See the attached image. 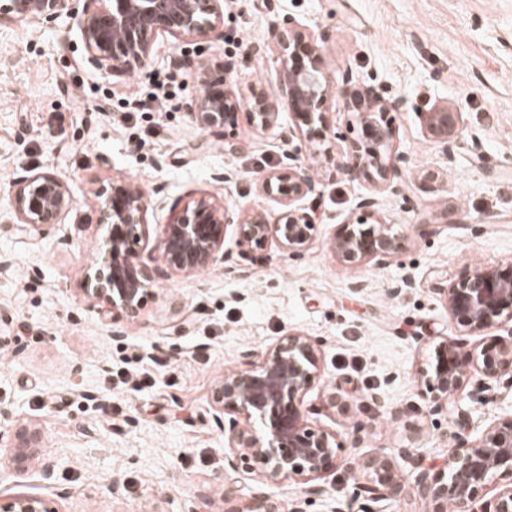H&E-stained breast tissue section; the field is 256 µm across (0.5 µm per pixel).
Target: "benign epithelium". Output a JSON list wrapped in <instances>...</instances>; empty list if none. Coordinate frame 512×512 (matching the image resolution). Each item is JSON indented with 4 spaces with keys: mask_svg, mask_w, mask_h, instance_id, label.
Here are the masks:
<instances>
[{
    "mask_svg": "<svg viewBox=\"0 0 512 512\" xmlns=\"http://www.w3.org/2000/svg\"><path fill=\"white\" fill-rule=\"evenodd\" d=\"M5 0L0 19L50 23L63 14L91 13L80 26L84 62L92 70L124 77L144 67L153 56L158 37L190 42L224 24V0H98L89 8L84 0ZM270 37L277 47L282 105L293 124L282 129L288 145L281 168L262 180V191L278 204L275 220L266 214H243L205 198L176 200L169 207L167 223L157 237L156 249L163 265L152 267L141 257L149 243L148 202L123 180L96 194L98 224L107 234L97 243L95 258L86 272L84 294L100 307L102 317L120 315L137 319L153 283L163 277L192 274L225 261L224 237L234 228L242 269L262 262L254 250L267 244L289 256L303 253L313 240L314 220L301 201L321 194V183L298 157L299 143L307 140V127L324 124L323 107L333 86L343 91L347 111L356 112L363 124L365 145L351 148L355 163L351 173L371 177L375 192L361 195L356 221L344 225L328 242L335 257L349 267H382L396 258L406 236L378 219V192L400 191L394 178L407 163L403 154L392 153V130L383 121L387 112L406 108L403 99H385L357 81L351 70L331 83L322 46L298 21L286 17L274 22ZM250 118L256 129L271 126L278 106L263 97L250 102ZM239 106L228 90L206 87L198 99L195 122L205 131L224 128ZM426 135L442 146L447 157L462 144L461 115L446 105L423 113ZM74 196L66 183L50 172L29 170L15 178L12 198L17 223L33 229L61 223L73 209ZM448 314L460 335L437 343L435 360L420 368L430 411L446 413L459 423L467 413L457 396L476 375L487 390L512 388V327L507 334L492 330L505 320L512 322V261L494 267H469L454 282L440 288ZM480 337L474 350L469 337ZM254 353L241 354L238 366L224 373L211 392V407L225 418L224 468L232 473L257 475L264 485L289 479L308 484L306 493H323L316 484L331 468L343 469L352 480L355 497L373 502L395 500L403 489L398 460H412L411 450L398 455L378 453L365 461L353 455H337L336 433L309 421L306 396L321 386L326 409L343 415L349 408L346 383H321L319 344L301 331L278 337L253 361ZM455 444L442 468L414 465L412 489L433 504L432 512H512V413L498 418L480 436L454 435ZM36 430L19 435L10 466L25 472L38 464L43 480L52 479L58 457L39 446ZM0 512H51L46 501L18 494L0 501ZM246 512H283L278 499L267 493L253 496Z\"/></svg>",
    "mask_w": 512,
    "mask_h": 512,
    "instance_id": "benign-epithelium-1",
    "label": "benign epithelium"
}]
</instances>
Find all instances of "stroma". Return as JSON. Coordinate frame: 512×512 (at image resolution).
<instances>
[{"mask_svg": "<svg viewBox=\"0 0 512 512\" xmlns=\"http://www.w3.org/2000/svg\"><path fill=\"white\" fill-rule=\"evenodd\" d=\"M295 17L321 37L330 77L351 69L364 84L408 108L386 116L393 150L409 157L401 193L380 196L378 214L403 225V251L384 267L350 268L326 246L341 225L357 218L358 195L372 192L346 166L352 142L363 137L356 113L340 96L326 103L334 135L315 140L302 157L321 183L304 205L315 219L314 240L298 257L264 251V262L239 275L218 264L195 275L162 279L140 317L103 320L82 293L101 235L94 193L112 180L140 185L148 221L167 220L173 201L207 198L247 213H276L259 180L279 166L285 144L277 129L256 130L249 103L278 100L277 14ZM79 17L45 26L0 21V253L15 265L0 274V427L33 426L40 445L62 456L51 483L37 470L0 477V495L46 499L52 512H224V492L244 512L255 482L224 471V431L214 418L215 382L241 351L261 353L297 329L320 344L326 382L344 379L350 410L322 408L314 425L336 432L338 453L367 458L408 446L417 462L441 465L458 426L430 413L418 372L432 360L435 340L458 333L438 289L465 267L512 261V0H226L224 26L190 43L161 37L155 56L125 78L91 72L83 62ZM262 44L264 55L253 54ZM183 64L172 68L170 60ZM232 71H225V62ZM176 70L172 101L153 111L124 113V96L149 95L157 72ZM228 74L240 100L222 132L193 120L209 76ZM446 103L462 115L464 139L478 148L446 158L427 138L422 114ZM238 149L229 154L225 142ZM56 174L76 203L62 223L35 230L14 223L12 184L24 170ZM412 287L401 288L404 278ZM166 353L170 365L154 387L112 389L111 415L80 404L99 395L103 380L129 350ZM383 407H373L371 394ZM468 430L477 434L512 411V390L482 391L470 380L462 393ZM367 427L361 445L351 432ZM307 497L300 482L273 490L284 512H368L354 499L340 469Z\"/></svg>", "mask_w": 512, "mask_h": 512, "instance_id": "obj_1", "label": "stroma"}]
</instances>
